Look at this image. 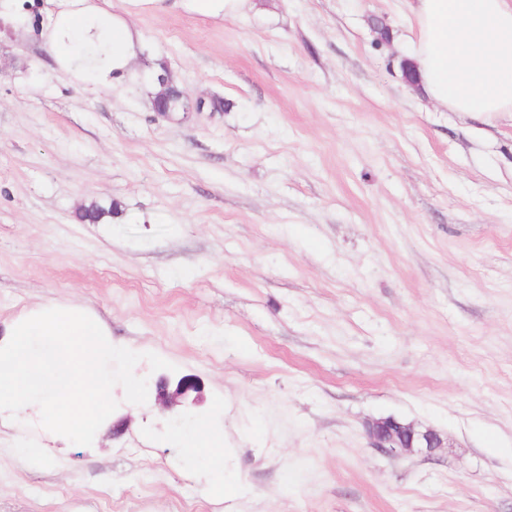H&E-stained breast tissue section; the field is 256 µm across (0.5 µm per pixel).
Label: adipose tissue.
Masks as SVG:
<instances>
[{
	"label": "adipose tissue",
	"instance_id": "1",
	"mask_svg": "<svg viewBox=\"0 0 512 512\" xmlns=\"http://www.w3.org/2000/svg\"><path fill=\"white\" fill-rule=\"evenodd\" d=\"M247 0H0V21L31 32L32 21L59 68L95 85L131 71L143 48L133 19L182 8L240 15ZM409 56L419 89L438 106L486 118L512 112V0H412ZM201 451L212 488L224 486V434L207 422L179 433Z\"/></svg>",
	"mask_w": 512,
	"mask_h": 512
}]
</instances>
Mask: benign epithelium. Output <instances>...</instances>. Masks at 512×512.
<instances>
[{
  "label": "benign epithelium",
  "mask_w": 512,
  "mask_h": 512,
  "mask_svg": "<svg viewBox=\"0 0 512 512\" xmlns=\"http://www.w3.org/2000/svg\"><path fill=\"white\" fill-rule=\"evenodd\" d=\"M160 90L154 99V109L173 100L182 101L183 117L199 112V105L205 101L202 96H192L186 90L172 83L170 73L157 76ZM156 394L162 404H173L177 398L198 389L191 378L182 379L174 391H169L168 382L161 379L155 385ZM366 436L372 448L387 457L404 453L428 452L444 447L441 435L431 428H421L413 423L404 422L394 416L373 419L366 424Z\"/></svg>",
  "instance_id": "7a95c632"
}]
</instances>
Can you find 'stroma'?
<instances>
[{
  "label": "stroma",
  "mask_w": 512,
  "mask_h": 512,
  "mask_svg": "<svg viewBox=\"0 0 512 512\" xmlns=\"http://www.w3.org/2000/svg\"><path fill=\"white\" fill-rule=\"evenodd\" d=\"M408 11L146 12L101 90L0 38V330L78 305L169 362L137 363L148 385L200 386L169 410L115 388L97 442L37 459L0 427V512H512V117L405 82ZM158 63L226 111L158 115ZM386 416L448 443L383 456ZM205 419L220 493L174 437Z\"/></svg>",
  "instance_id": "35a3bbf8"
}]
</instances>
